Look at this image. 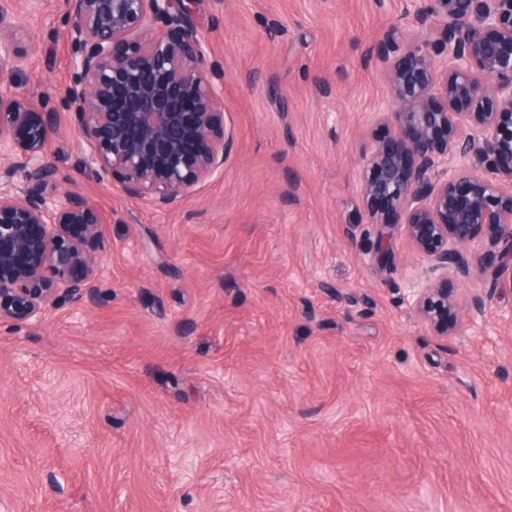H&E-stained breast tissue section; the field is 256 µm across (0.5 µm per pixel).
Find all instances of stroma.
Listing matches in <instances>:
<instances>
[{
    "mask_svg": "<svg viewBox=\"0 0 512 512\" xmlns=\"http://www.w3.org/2000/svg\"><path fill=\"white\" fill-rule=\"evenodd\" d=\"M6 7L57 187L108 223L98 288L0 325V512H512V274L449 273L438 338L404 300L430 261L395 227L381 265L360 199L409 0H187L224 168L163 210L80 162L66 0Z\"/></svg>",
    "mask_w": 512,
    "mask_h": 512,
    "instance_id": "stroma-1",
    "label": "stroma"
}]
</instances>
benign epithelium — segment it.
Segmentation results:
<instances>
[{"label": "benign epithelium", "mask_w": 512, "mask_h": 512, "mask_svg": "<svg viewBox=\"0 0 512 512\" xmlns=\"http://www.w3.org/2000/svg\"><path fill=\"white\" fill-rule=\"evenodd\" d=\"M423 37L388 35L371 59L396 133L362 155L360 192L377 251L385 229L440 276L409 289L415 317L448 337V271L500 272L512 249V0H417ZM75 57L65 108L81 163L127 196L164 209L224 168V91L180 0H67ZM23 54L0 39V324L42 322L45 310L97 287L104 217L83 195L57 191L47 147L57 114L31 118L9 89ZM489 247L473 256L478 237Z\"/></svg>", "instance_id": "7a95c632"}]
</instances>
